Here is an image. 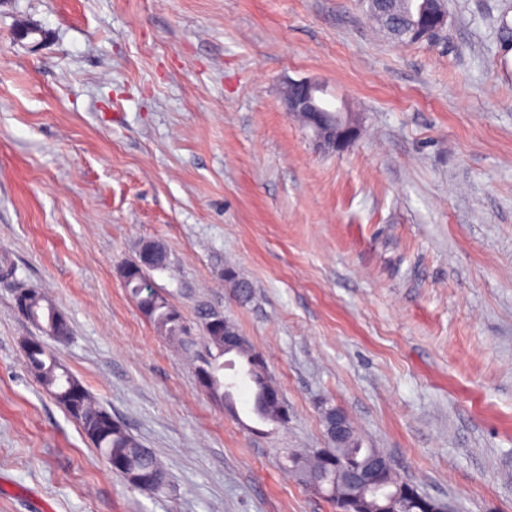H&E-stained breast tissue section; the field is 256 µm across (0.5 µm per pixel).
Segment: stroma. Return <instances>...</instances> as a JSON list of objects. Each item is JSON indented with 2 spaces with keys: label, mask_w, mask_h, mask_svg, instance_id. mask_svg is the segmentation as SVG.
<instances>
[{
  "label": "stroma",
  "mask_w": 512,
  "mask_h": 512,
  "mask_svg": "<svg viewBox=\"0 0 512 512\" xmlns=\"http://www.w3.org/2000/svg\"><path fill=\"white\" fill-rule=\"evenodd\" d=\"M401 43L362 0H0V257L66 315L60 362L169 472L130 488L24 365L39 331L0 283V512H335L286 457L322 403L456 512H512V0H444ZM47 33L14 37L18 22ZM315 79L355 115L341 153L284 112ZM188 322L260 351L284 423L203 392L122 264ZM252 288L238 301L221 274ZM165 260L166 253L160 249L157 251V256L148 262H144L140 254L136 260L127 262L128 285L126 288L141 313L154 325L160 336L170 341L185 343L186 336H192L193 332L191 327L186 326V336L182 335L181 325L185 321L180 311L159 291L153 290L151 294L143 295L140 289L145 283L151 282L147 272L162 268Z\"/></svg>",
  "instance_id": "obj_1"
}]
</instances>
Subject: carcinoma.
Returning a JSON list of instances; mask_svg holds the SVG:
<instances>
[{
	"label": "carcinoma",
	"instance_id": "cac0c4a2",
	"mask_svg": "<svg viewBox=\"0 0 512 512\" xmlns=\"http://www.w3.org/2000/svg\"><path fill=\"white\" fill-rule=\"evenodd\" d=\"M394 18L400 26L392 29L399 38H404V28L411 25L419 9L413 0H390ZM166 253L159 250L157 256L148 262L138 258L127 263V290L141 313L154 325L157 333L168 340L185 342L182 335L180 311L159 291L142 294L141 286L150 282L147 272L164 266ZM224 282L233 288L241 299L250 296L251 287L241 279L232 266L224 267ZM23 298L26 309L21 311L45 336L59 340L70 335L66 317L49 301L38 288L17 289L14 298ZM202 340L207 351L206 357H197L194 367L201 389L215 402L228 410L234 409V398L224 394V336L236 331L234 324L224 314L206 310L200 317ZM247 368H254L253 413L264 422H279L280 390L269 379L267 365L262 355L251 345L231 350ZM26 366L38 379L42 387L79 425L85 438L111 465L112 472L135 489L156 486L167 481V469L154 452L144 447L133 435L112 418L83 383L69 373L57 360L45 342L36 337L28 342ZM365 449L332 447L328 452L318 450L311 453L291 455L294 471L311 485L321 481L327 485L329 501L337 506H348L350 512H370L374 504L348 480V474L360 470L364 465ZM435 505L430 498L421 503L400 504L390 500L379 502L385 512H426Z\"/></svg>",
	"mask_w": 512,
	"mask_h": 512
}]
</instances>
